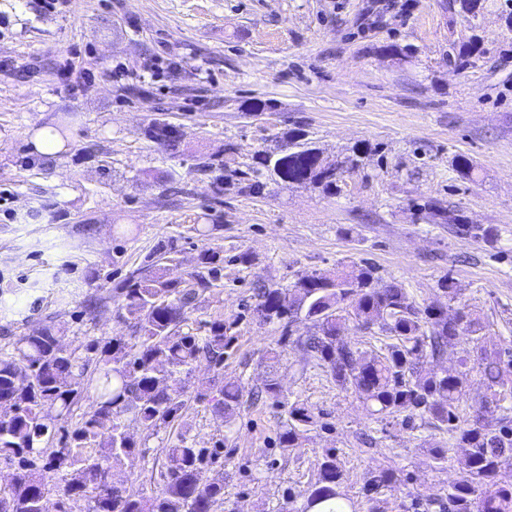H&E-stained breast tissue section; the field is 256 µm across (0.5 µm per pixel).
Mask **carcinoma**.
Listing matches in <instances>:
<instances>
[{
  "label": "carcinoma",
  "instance_id": "carcinoma-1",
  "mask_svg": "<svg viewBox=\"0 0 512 512\" xmlns=\"http://www.w3.org/2000/svg\"><path fill=\"white\" fill-rule=\"evenodd\" d=\"M148 134L168 146L177 139L163 121L155 122ZM287 146L286 151L258 154L254 173L287 187L324 193L336 192L339 176L368 150L355 146L350 155L328 161L302 133L288 137ZM162 259L160 254L149 257L147 267L115 288L119 310L136 333L134 341L111 337L70 348L62 343L61 328L44 324L14 337L11 350L0 352V460L14 466L10 483L0 487V512H45L53 494L59 497L58 512H215L224 505V484H205L199 478L222 451L196 448L182 433L166 448L159 492L135 498L113 480V469L136 448L124 431V417L132 415L151 432L176 421L186 405L182 375L202 358L221 366L231 343L222 320L208 323L205 336L180 332L181 323L196 309L199 292L220 278V254L202 251L198 270L184 286L150 271ZM439 289L458 303L451 317L446 308L419 306L396 282L381 283L366 263H342L333 274L301 273L286 288L255 284L254 311L265 322L283 324L285 344L295 320L302 316L311 322L314 332L301 341L308 357L338 387L353 390L370 414L426 416L447 428L466 456L443 512H512V483L500 478L512 464V418L500 417L497 426L488 422L504 409L501 402L512 392V352L480 347L481 318L458 301L448 278L439 281ZM349 320L366 329L378 327L391 342L380 353L365 356L340 336ZM464 341L474 344L475 355L460 359L461 370L420 371L423 359L441 357ZM472 372L483 379L490 395L475 415L463 420L458 410ZM90 392L96 407L77 422L71 442L46 448L55 423L71 418ZM241 396L240 384L226 382L209 401L230 419ZM314 423L309 407L292 403L281 444L297 447L301 429ZM341 478L336 452L325 450L318 480L305 491L301 512L317 505L346 512L349 504L338 491Z\"/></svg>",
  "mask_w": 512,
  "mask_h": 512
}]
</instances>
